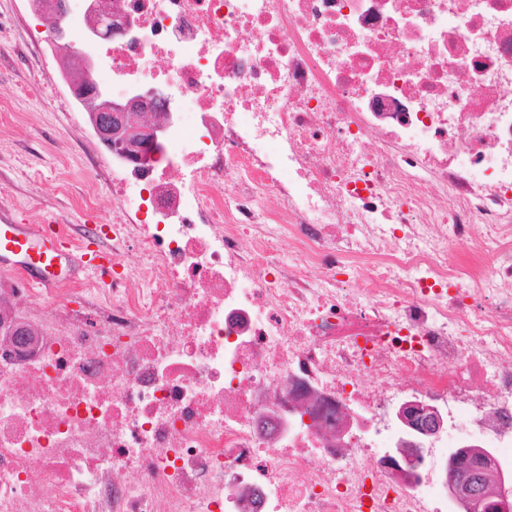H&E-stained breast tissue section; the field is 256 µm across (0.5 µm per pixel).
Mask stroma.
<instances>
[{
  "mask_svg": "<svg viewBox=\"0 0 512 512\" xmlns=\"http://www.w3.org/2000/svg\"><path fill=\"white\" fill-rule=\"evenodd\" d=\"M63 63L50 33L26 0H0V212L23 224L84 225L112 221V175L107 149L67 103ZM96 187L101 207L75 202Z\"/></svg>",
  "mask_w": 512,
  "mask_h": 512,
  "instance_id": "stroma-1",
  "label": "stroma"
}]
</instances>
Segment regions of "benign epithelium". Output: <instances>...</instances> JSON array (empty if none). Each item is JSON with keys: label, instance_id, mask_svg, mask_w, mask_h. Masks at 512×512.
Instances as JSON below:
<instances>
[{"label": "benign epithelium", "instance_id": "7a95c632", "mask_svg": "<svg viewBox=\"0 0 512 512\" xmlns=\"http://www.w3.org/2000/svg\"><path fill=\"white\" fill-rule=\"evenodd\" d=\"M70 14V0H55L54 19L50 28L51 40L64 56L76 59L89 71L97 69L102 60L89 52V45L104 36L117 38L125 35V28L117 20H99L96 27L77 31L66 18ZM93 112L96 135L109 150H119L124 156L138 160L149 145L161 140L167 133L175 113L165 92L157 87L136 85L124 99L112 97L109 87H97L88 104ZM402 431L412 438L417 453H422L423 442L441 428L438 412L423 402H406L393 413ZM463 451L448 453V490L461 505L463 512H502L506 488L494 467L475 472L462 458Z\"/></svg>", "mask_w": 512, "mask_h": 512}]
</instances>
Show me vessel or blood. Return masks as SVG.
Wrapping results in <instances>:
<instances>
[{"mask_svg":"<svg viewBox=\"0 0 512 512\" xmlns=\"http://www.w3.org/2000/svg\"><path fill=\"white\" fill-rule=\"evenodd\" d=\"M84 264L64 238L35 224L0 220L1 271L28 272L32 287L49 291L71 281L76 267Z\"/></svg>","mask_w":512,"mask_h":512,"instance_id":"vessel-or-blood-1","label":"vessel or blood"}]
</instances>
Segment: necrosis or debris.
<instances>
[{
	"instance_id": "1",
	"label": "necrosis or debris",
	"mask_w": 512,
	"mask_h": 512,
	"mask_svg": "<svg viewBox=\"0 0 512 512\" xmlns=\"http://www.w3.org/2000/svg\"><path fill=\"white\" fill-rule=\"evenodd\" d=\"M99 9L98 82L179 120L112 169L111 287L0 284V512H454L449 449L512 469V0ZM401 397L445 410L419 465Z\"/></svg>"
}]
</instances>
